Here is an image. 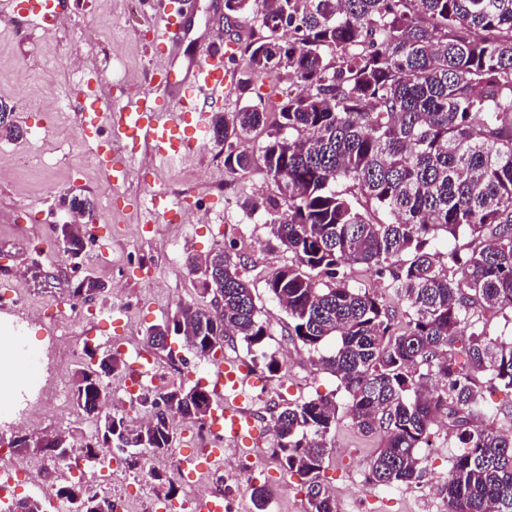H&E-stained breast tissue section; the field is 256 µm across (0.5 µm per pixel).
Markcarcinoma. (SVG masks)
Returning <instances> with one entry per match:
<instances>
[{"label": "carcinoma", "mask_w": 512, "mask_h": 512, "mask_svg": "<svg viewBox=\"0 0 512 512\" xmlns=\"http://www.w3.org/2000/svg\"><path fill=\"white\" fill-rule=\"evenodd\" d=\"M224 0V11L259 31L243 57L246 78L286 79L304 90L266 106L247 104L211 119L214 142L224 146V169H258L273 181L274 196L243 203L260 215L269 236L292 254L266 281L288 315V336L318 354L348 396L353 425L378 435L371 482L409 485L423 475L420 449L434 425L448 419L458 453L440 485L448 512H512V426L477 423L493 409L476 374L512 404V337H492L486 314L512 312V0ZM288 26V43L274 37ZM266 130L257 150L246 146ZM23 131L0 109V135ZM75 218L93 202L72 194ZM77 266L83 234L60 230ZM441 235L458 240L444 254L432 251ZM373 271L403 305L394 322L383 296L352 284V269ZM203 292L224 287L218 314L193 301L151 326L146 344L166 350L158 337L181 338L201 360L219 336L245 344L251 361L268 372L280 362L265 342L266 322L238 264L222 247L192 258ZM107 284L89 272L75 276L70 296L103 297ZM467 336L455 348L456 336ZM336 348L321 354L326 341ZM125 368L116 353L85 349L75 407L99 422L81 451L87 466H105L102 448L128 452L141 470L144 453L172 449L166 416L201 422L195 383L167 390L163 403H140L149 419L125 427L124 413L105 407V379ZM339 405L319 395L287 403L274 419L282 465L301 477L308 512H337L321 482ZM111 512L107 499L79 481L56 486L73 507L75 489Z\"/></svg>", "instance_id": "1"}]
</instances>
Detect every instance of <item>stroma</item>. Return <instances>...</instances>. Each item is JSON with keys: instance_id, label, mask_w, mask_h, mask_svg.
<instances>
[{"instance_id": "obj_1", "label": "stroma", "mask_w": 512, "mask_h": 512, "mask_svg": "<svg viewBox=\"0 0 512 512\" xmlns=\"http://www.w3.org/2000/svg\"><path fill=\"white\" fill-rule=\"evenodd\" d=\"M62 26L38 22L15 34L9 20L0 19V105L21 128H37L34 138L0 137V269H22L11 286L28 300L36 317L27 331L30 347L48 341L46 324L60 313L59 295L68 288L66 279H45L44 274L64 267L65 257L54 232L67 221L64 204L71 194H83L95 202L91 218L97 224L100 244L109 245L116 259L107 262L98 246L87 248L83 266L108 285H119L124 300L132 304L131 322L140 335H131L128 323L110 316L111 298L95 300L100 318L75 322L77 348L90 345L106 353L115 342L126 344L124 360L133 351L145 349L143 332L163 323L179 302L200 300L197 279L174 261L169 243L178 240L185 252L203 256L217 247H229L242 276L248 280L267 323V342L281 363L278 373L253 368L258 386L250 388L249 407L258 415L274 419L282 402H301L316 395L335 394L340 406L331 432L333 446L321 473L324 486L335 497L339 512H448L438 493L457 452L446 424L434 429L432 448L422 449L425 471L409 486H382L370 480L369 463L381 446L376 436L359 432L346 409L348 397L335 377L315 365L313 355L288 336V316L266 288V279L291 256L273 242L262 221L247 220L241 208L245 199L275 193L273 182L262 172L231 174L208 166L222 146L207 142L193 157L165 170L161 178L171 194L186 186L203 193L211 181L224 179V194L211 197V221L207 224H153L148 239H140V205L152 181L145 167H137L121 190H113L96 167L90 147L74 135L73 115L48 112L52 101L76 89V69L56 65L55 56L80 48L89 66L111 73L114 57H124L128 70L124 82L113 85L114 96L126 98L141 92L145 79L159 58L144 32L150 25L143 10H129L128 0H61ZM192 28L181 47L180 59L191 57L197 43L226 48L219 24L221 0H189ZM186 360L183 384L204 380L212 367L175 340L171 352L155 355L159 372L167 373ZM32 436L62 433L91 437L94 421L75 407L59 414L48 410L28 427ZM259 479L282 484L283 491L266 512H307L308 504L298 475L281 467L277 438L264 428L253 443Z\"/></svg>"}]
</instances>
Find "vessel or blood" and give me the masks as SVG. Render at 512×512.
Returning a JSON list of instances; mask_svg holds the SVG:
<instances>
[{
    "instance_id": "obj_1",
    "label": "vessel or blood",
    "mask_w": 512,
    "mask_h": 512,
    "mask_svg": "<svg viewBox=\"0 0 512 512\" xmlns=\"http://www.w3.org/2000/svg\"><path fill=\"white\" fill-rule=\"evenodd\" d=\"M152 24L156 53L171 60L179 53L184 7L172 0H159ZM16 14L32 20H48L53 15L52 0H19ZM158 84L143 91L137 99L113 104L103 111L106 77L88 73L83 78V98L79 126L100 171L114 189L129 180L139 157L151 160L154 171L189 157L199 143L212 140L208 113L224 100L233 85V75L222 54L205 48L199 57L189 60L180 74L171 68L159 73ZM154 219L172 220L177 206L167 191L151 194ZM215 385L224 389L221 429L224 438L256 440L260 427L244 405L247 385L254 377L238 362L226 361L213 373Z\"/></svg>"
}]
</instances>
